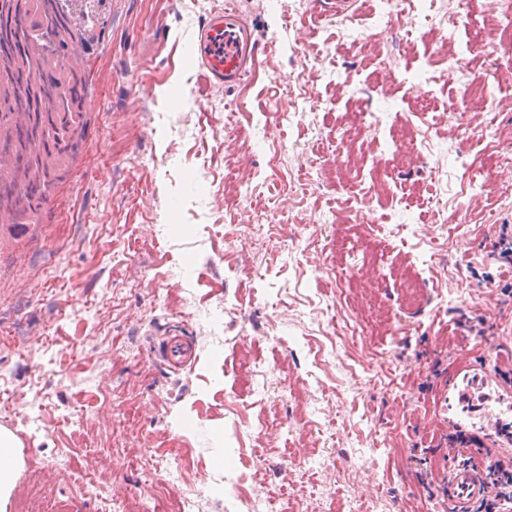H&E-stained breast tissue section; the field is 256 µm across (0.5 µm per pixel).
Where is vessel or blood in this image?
I'll return each instance as SVG.
<instances>
[{"label": "vessel or blood", "instance_id": "obj_1", "mask_svg": "<svg viewBox=\"0 0 512 512\" xmlns=\"http://www.w3.org/2000/svg\"><path fill=\"white\" fill-rule=\"evenodd\" d=\"M312 24L329 15L344 14L351 0H313ZM197 58L205 80L228 85L240 82L257 58L252 26L236 10L213 16L197 42ZM195 353L179 334L168 340L167 359L182 366ZM512 363V335L503 334L500 345L490 347L478 364L459 365L439 400V411L449 432L463 435L462 446L449 447L447 462L437 470L441 483L452 487L459 512L483 497L488 485L482 474L488 467L512 459V384L500 375Z\"/></svg>", "mask_w": 512, "mask_h": 512}]
</instances>
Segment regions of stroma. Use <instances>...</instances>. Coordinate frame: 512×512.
<instances>
[{
    "instance_id": "stroma-1",
    "label": "stroma",
    "mask_w": 512,
    "mask_h": 512,
    "mask_svg": "<svg viewBox=\"0 0 512 512\" xmlns=\"http://www.w3.org/2000/svg\"><path fill=\"white\" fill-rule=\"evenodd\" d=\"M234 2L260 52L232 86L203 81L193 52L217 0L83 4L81 152L39 223L14 236L0 214V396L17 402L0 428L20 461L7 512L35 474L74 512L121 506L147 493L125 457L173 444L156 481L201 489V512L258 498L276 512H449L433 478L448 446L437 396L512 327V265L484 250L512 237V196L479 194L512 118L492 137L466 122L456 82L432 81L448 65L432 34L453 20L452 51L474 46L473 72L512 98V63L480 50L489 0H410L393 18L356 0L312 31L310 0ZM365 26L384 37L356 39ZM380 53L392 76L378 83ZM365 108L361 139L351 115ZM405 123L427 136L409 168L392 145ZM303 153L335 176L303 173ZM244 165L270 226L258 245L248 199L211 205ZM376 172L390 194L367 206ZM175 331L195 351L179 370L163 362ZM249 369L255 393L239 381Z\"/></svg>"
}]
</instances>
